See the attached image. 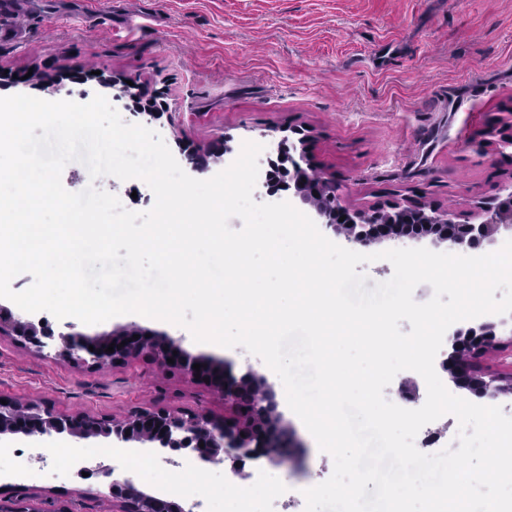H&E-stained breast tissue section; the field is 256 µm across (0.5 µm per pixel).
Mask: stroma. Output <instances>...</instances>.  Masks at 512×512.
Listing matches in <instances>:
<instances>
[{"label": "stroma", "mask_w": 512, "mask_h": 512, "mask_svg": "<svg viewBox=\"0 0 512 512\" xmlns=\"http://www.w3.org/2000/svg\"><path fill=\"white\" fill-rule=\"evenodd\" d=\"M137 84V94L87 78L88 70ZM32 73L27 83L15 74ZM110 101L125 123L149 99L163 111L148 120L185 171L202 179L193 153L224 147L212 172L227 168L244 142L262 144L256 202L286 201L308 217L294 188L271 186L267 173L280 155H294L309 137L313 169L336 184L338 204L352 211L421 206L468 216L479 202L504 200L512 184V0H12L0 12V97ZM64 188L88 185L145 212L155 202L142 180L90 179L68 163ZM447 252L433 237H402L368 246L373 262L358 265L369 284L394 268L379 259L390 249ZM134 324L179 339L191 355L253 372L274 392L277 411L293 432L290 460L264 456L213 464L153 443L119 449L108 466L145 491L199 512H292L303 491L327 480L333 459L289 408L279 377L240 347L198 343L183 327L125 314L76 329L88 336ZM0 397L44 403L55 412L125 417L139 407L201 410L224 417L213 387L148 359L91 369L38 354L0 337ZM68 473L36 478V449L0 438V498H37L42 512L83 497L82 512H112L108 481L78 475L88 441L61 435Z\"/></svg>", "instance_id": "stroma-1"}]
</instances>
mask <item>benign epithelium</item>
Listing matches in <instances>:
<instances>
[{
  "instance_id": "7a95c632",
  "label": "benign epithelium",
  "mask_w": 512,
  "mask_h": 512,
  "mask_svg": "<svg viewBox=\"0 0 512 512\" xmlns=\"http://www.w3.org/2000/svg\"><path fill=\"white\" fill-rule=\"evenodd\" d=\"M307 171L300 163L293 165L294 186L304 203H313L326 227L343 231L353 242L369 246L380 238L404 236V228L436 232L455 246L473 248L482 241H493L503 230L512 232V205L481 206L485 220L479 224L461 223L452 213L438 214L423 209L394 206L391 210L356 212L352 215L336 205V188L325 177L306 178ZM344 221H337V216ZM68 331L58 334L41 324L24 319L12 311L0 308V335L14 337L22 345L41 352L48 346L57 348L64 359L90 368L103 365H128L141 358H150L160 367L175 369L191 379H209V385L224 397L231 417L222 421L205 414L166 408H139L122 420L107 421L89 414H59L51 408L30 401L7 400L0 403V435L39 439L66 433L77 439L105 438L112 447L123 448L131 442H152L162 448H189L208 462L221 461V453L229 449L236 458L256 455L273 456L282 447L283 429L276 403L270 391L259 384L252 373L237 378L224 371V366L204 357H192L181 342L170 337H148L135 325L122 327L104 339L89 338L75 331L76 325H66ZM469 338L453 343L448 358V373L454 382L473 389L480 395L496 397L512 393V373L486 380L478 374L471 359L496 345L492 323L469 329ZM117 344L114 352L106 348ZM174 359V363L167 359ZM200 365L196 370L193 365ZM110 479L109 495L112 512H195L164 497L147 493L132 480L119 477L114 470L101 465L96 470ZM0 512H42L34 499L26 497L9 503L0 502Z\"/></svg>"
}]
</instances>
